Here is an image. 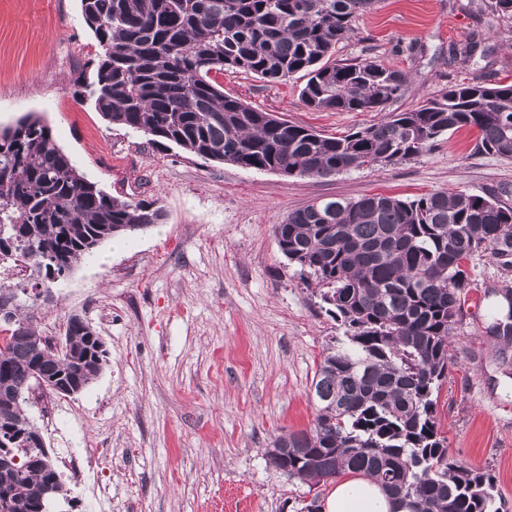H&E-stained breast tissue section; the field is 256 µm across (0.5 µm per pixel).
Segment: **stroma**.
Wrapping results in <instances>:
<instances>
[{
  "label": "stroma",
  "mask_w": 512,
  "mask_h": 512,
  "mask_svg": "<svg viewBox=\"0 0 512 512\" xmlns=\"http://www.w3.org/2000/svg\"><path fill=\"white\" fill-rule=\"evenodd\" d=\"M490 0H375L343 56L378 60L408 75L390 112L415 108L462 82L512 84V19L492 20ZM485 30L493 53L450 59V45ZM97 51L79 0H0V127L34 112L73 164L113 196L155 202L163 223L103 243L53 289L36 322L63 336L70 315L102 338L107 363L73 396H55L40 422L56 465L103 444L87 484L49 512H296L312 494L267 462L281 434L313 425V374L344 329L321 311L313 280L278 248L274 227L317 199L434 190H512V158L477 153L470 130L447 133L411 160L309 178L244 169L191 155L109 124L83 98ZM224 92L328 136L379 122V112L315 111L304 81L224 74ZM471 295L456 330L457 364L436 407L449 454L494 479L500 512H512V376L486 327L512 269L472 262Z\"/></svg>",
  "instance_id": "stroma-1"
}]
</instances>
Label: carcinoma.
I'll use <instances>...</instances> for the list:
<instances>
[{"instance_id": "obj_1", "label": "carcinoma", "mask_w": 512, "mask_h": 512, "mask_svg": "<svg viewBox=\"0 0 512 512\" xmlns=\"http://www.w3.org/2000/svg\"><path fill=\"white\" fill-rule=\"evenodd\" d=\"M100 51L84 84L111 124L201 158L286 176L327 177L409 160L449 131H476L475 148L512 157V85H450L417 108L340 137L291 123L224 94L218 76L270 82L306 78L310 108L378 112L407 74L374 60L338 59L340 43L375 0H79ZM512 19V0H491ZM485 52L473 33L453 56ZM508 192L434 191L414 199L374 194L321 200L275 225L282 254L314 277L325 313L344 327L310 385L309 430L279 435L267 460L311 487L343 473L377 480L394 512H498L490 474L448 456L436 419L438 392L457 365L452 335L464 318L469 263L512 266ZM164 219L145 200L112 196L57 146L40 116L0 128V512H47L68 492L46 451L26 395L40 381L84 390L106 362L102 341L77 315L57 345L35 313L52 284L120 233ZM486 328L512 367V290Z\"/></svg>"}]
</instances>
